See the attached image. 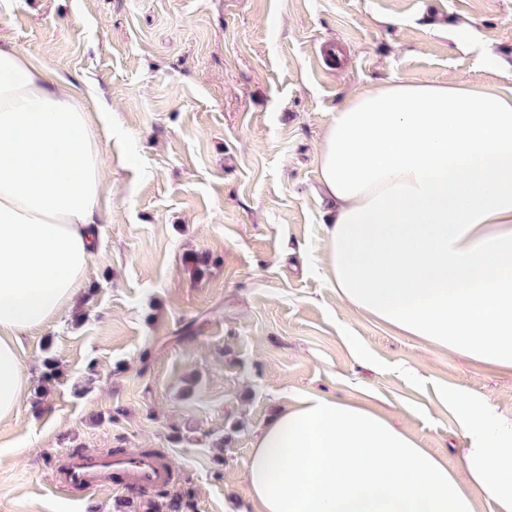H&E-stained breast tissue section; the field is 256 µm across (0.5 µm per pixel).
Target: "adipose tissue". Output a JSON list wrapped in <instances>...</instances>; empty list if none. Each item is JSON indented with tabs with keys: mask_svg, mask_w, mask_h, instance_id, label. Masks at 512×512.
I'll return each mask as SVG.
<instances>
[{
	"mask_svg": "<svg viewBox=\"0 0 512 512\" xmlns=\"http://www.w3.org/2000/svg\"><path fill=\"white\" fill-rule=\"evenodd\" d=\"M93 93L0 43V421L27 394L18 346L84 289L105 194ZM334 206L324 273L347 305L405 336L512 370V90L393 79L327 126ZM458 468L390 418L319 394L256 435L257 512H512V417L456 395Z\"/></svg>",
	"mask_w": 512,
	"mask_h": 512,
	"instance_id": "obj_1",
	"label": "adipose tissue"
}]
</instances>
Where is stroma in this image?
<instances>
[{
    "label": "stroma",
    "instance_id": "stroma-1",
    "mask_svg": "<svg viewBox=\"0 0 512 512\" xmlns=\"http://www.w3.org/2000/svg\"><path fill=\"white\" fill-rule=\"evenodd\" d=\"M0 42L112 109L102 247L21 343L0 512H114L120 493L55 491L76 449L166 453L195 512H252L251 443L306 393L372 405L453 469L452 394L512 415L511 372L339 300L316 166L336 110L382 82L512 88V0H0Z\"/></svg>",
    "mask_w": 512,
    "mask_h": 512
}]
</instances>
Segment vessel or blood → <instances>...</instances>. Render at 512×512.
I'll return each instance as SVG.
<instances>
[{
    "label": "vessel or blood",
    "mask_w": 512,
    "mask_h": 512,
    "mask_svg": "<svg viewBox=\"0 0 512 512\" xmlns=\"http://www.w3.org/2000/svg\"><path fill=\"white\" fill-rule=\"evenodd\" d=\"M176 469L168 456L138 453L93 454L66 458L54 468L56 490L114 491L134 486L148 493L175 477Z\"/></svg>",
    "instance_id": "1"
}]
</instances>
